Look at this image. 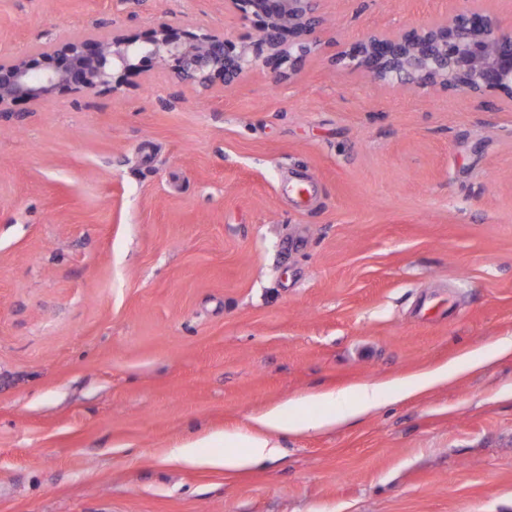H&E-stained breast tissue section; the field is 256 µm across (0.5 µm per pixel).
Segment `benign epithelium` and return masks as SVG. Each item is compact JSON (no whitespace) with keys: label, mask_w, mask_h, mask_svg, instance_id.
Here are the masks:
<instances>
[{"label":"benign epithelium","mask_w":512,"mask_h":512,"mask_svg":"<svg viewBox=\"0 0 512 512\" xmlns=\"http://www.w3.org/2000/svg\"><path fill=\"white\" fill-rule=\"evenodd\" d=\"M258 32L238 44L210 28L165 24L140 38L84 34L0 58V112L69 92L115 91L155 67L208 90L243 81L263 64L279 75L301 71L321 28L320 0H229ZM341 58L368 77L457 97L494 94L512 105V30L477 5L396 31H369Z\"/></svg>","instance_id":"1"}]
</instances>
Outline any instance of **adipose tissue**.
Segmentation results:
<instances>
[{
    "label": "adipose tissue",
    "instance_id": "ef3b65f1",
    "mask_svg": "<svg viewBox=\"0 0 512 512\" xmlns=\"http://www.w3.org/2000/svg\"><path fill=\"white\" fill-rule=\"evenodd\" d=\"M385 388L386 385L382 382H366L334 393L323 394V401L341 405L343 412L338 416H308L302 414L301 405L296 400L272 407L255 417L256 432L241 433L233 431L225 433V470L232 472L248 464L275 456L279 446L273 439L274 434L320 431L336 425V423H344L378 409L383 403L382 393ZM241 446L248 448V456L238 455L237 449Z\"/></svg>",
    "mask_w": 512,
    "mask_h": 512
}]
</instances>
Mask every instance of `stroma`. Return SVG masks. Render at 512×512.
<instances>
[{
    "label": "stroma",
    "instance_id": "35a3bbf8",
    "mask_svg": "<svg viewBox=\"0 0 512 512\" xmlns=\"http://www.w3.org/2000/svg\"><path fill=\"white\" fill-rule=\"evenodd\" d=\"M463 5L324 0L293 78L0 117V512H512V355L207 464L274 405L512 337V107L329 63ZM162 24L255 37L224 0H0V56Z\"/></svg>",
    "mask_w": 512,
    "mask_h": 512
}]
</instances>
